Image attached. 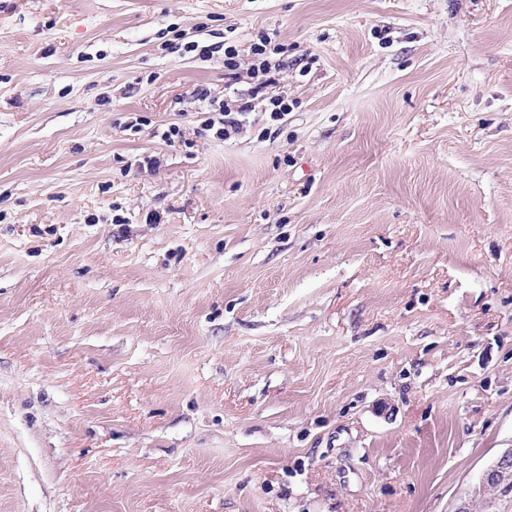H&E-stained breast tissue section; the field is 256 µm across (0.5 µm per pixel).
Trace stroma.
Returning <instances> with one entry per match:
<instances>
[{
    "mask_svg": "<svg viewBox=\"0 0 512 512\" xmlns=\"http://www.w3.org/2000/svg\"><path fill=\"white\" fill-rule=\"evenodd\" d=\"M262 34L299 106L220 137ZM509 448L512 0H0V512H455Z\"/></svg>",
    "mask_w": 512,
    "mask_h": 512,
    "instance_id": "stroma-1",
    "label": "stroma"
}]
</instances>
